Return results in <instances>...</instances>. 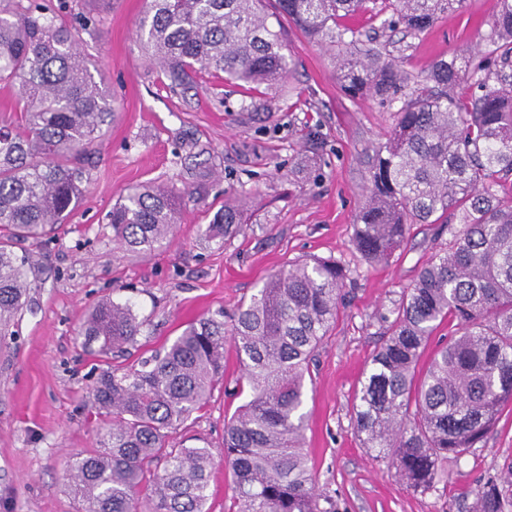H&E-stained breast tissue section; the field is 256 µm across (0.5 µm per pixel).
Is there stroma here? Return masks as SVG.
<instances>
[{
  "label": "stroma",
  "mask_w": 512,
  "mask_h": 512,
  "mask_svg": "<svg viewBox=\"0 0 512 512\" xmlns=\"http://www.w3.org/2000/svg\"><path fill=\"white\" fill-rule=\"evenodd\" d=\"M494 5L466 0L418 37L382 30L368 13L346 23L416 78L436 59L482 44ZM77 8L98 19L81 32V48L104 73L114 119L84 163L85 192L69 223L19 247L39 286L15 336L0 347V512L81 510L65 474L75 455L93 450L101 425L90 391L105 364L77 336L94 304L131 300L155 349L207 312L233 311L269 274L309 256L353 272L306 388L307 452L318 486L336 512H456L462 490L479 489L512 462V404L503 406L486 442L424 491L407 486L392 461L376 458L355 431L354 396L383 341L381 316L448 244L438 225L416 224L388 263H365L353 246L368 156L385 141L397 102L345 94L329 51L284 18L278 29L291 72L278 88L247 94L206 76L173 91L136 38L145 0H78ZM209 170L216 173L209 203L250 202L239 233L221 246L206 241L199 228L211 215L189 202L160 250L138 256L117 248L105 216L120 193L152 182L184 193ZM239 373L234 349H226L223 385L182 429L192 445L221 453L224 420L242 402L233 392Z\"/></svg>",
  "instance_id": "35a3bbf8"
}]
</instances>
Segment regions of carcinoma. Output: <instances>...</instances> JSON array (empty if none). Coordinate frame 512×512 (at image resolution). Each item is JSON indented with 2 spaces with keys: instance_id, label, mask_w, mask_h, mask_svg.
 Segmentation results:
<instances>
[{
  "instance_id": "cac0c4a2",
  "label": "carcinoma",
  "mask_w": 512,
  "mask_h": 512,
  "mask_svg": "<svg viewBox=\"0 0 512 512\" xmlns=\"http://www.w3.org/2000/svg\"><path fill=\"white\" fill-rule=\"evenodd\" d=\"M465 0H276L279 13L333 52L337 79L352 95L400 100L386 141L371 160L353 243L368 263L388 261L414 224L448 227V247L422 266L388 314L384 341L356 395L364 447L389 458L406 483L426 490L445 467L483 443L512 403V206L498 188L512 178V0H495L485 44L436 60L423 83L403 92L400 61L341 25L356 12L410 36L429 30ZM266 0H147L136 35L172 89L202 75L241 87L278 86L290 56L268 23ZM95 17L69 0H0V343L38 287L14 246L68 223L82 195V160L112 124V105L80 50ZM471 82V100L455 89ZM180 198L164 186L127 190L106 216L115 240L143 255L172 234ZM241 224L226 202L201 228L224 243ZM350 271L335 260L287 264L227 313L209 312L166 346L129 357L145 325L129 300H102L78 335L116 358L91 391L104 418L93 453L69 465L72 493L87 512H207L209 482L229 469L239 512H334L316 486L304 400L314 355L336 323ZM459 334L428 365L419 359L438 323ZM246 401L224 422V453L188 446L177 430L207 406L222 379L226 345ZM457 512H512V464Z\"/></svg>"
}]
</instances>
